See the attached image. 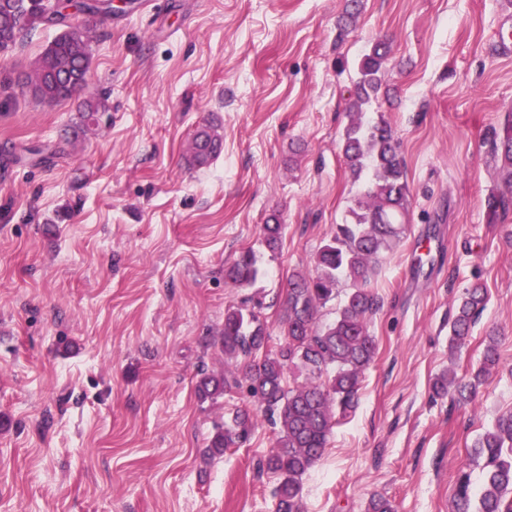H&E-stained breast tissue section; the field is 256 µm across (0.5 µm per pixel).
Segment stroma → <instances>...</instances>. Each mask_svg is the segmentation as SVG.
<instances>
[{
	"label": "stroma",
	"instance_id": "stroma-1",
	"mask_svg": "<svg viewBox=\"0 0 512 512\" xmlns=\"http://www.w3.org/2000/svg\"><path fill=\"white\" fill-rule=\"evenodd\" d=\"M142 0L79 14L94 30L87 93L111 110L75 141L77 100L17 90L0 107V512H274L279 478L258 463L277 430L206 457L217 425L247 395L200 401L201 370L236 369L217 344L231 307L256 312L279 342L291 274L309 271L359 191L341 153L355 65L391 48L373 109L400 142L408 231L369 286L378 352L359 405L335 425L303 479L304 512H450L456 478L481 488L471 449L512 411V214L489 222L502 188L486 139L512 113V0ZM56 29L0 52L23 78ZM218 120L221 154L186 161L198 126ZM284 226L269 252L261 227ZM252 250L243 288L224 268ZM487 304L448 347L465 288ZM499 364L475 403L436 397L441 373L477 367L488 335Z\"/></svg>",
	"mask_w": 512,
	"mask_h": 512
}]
</instances>
